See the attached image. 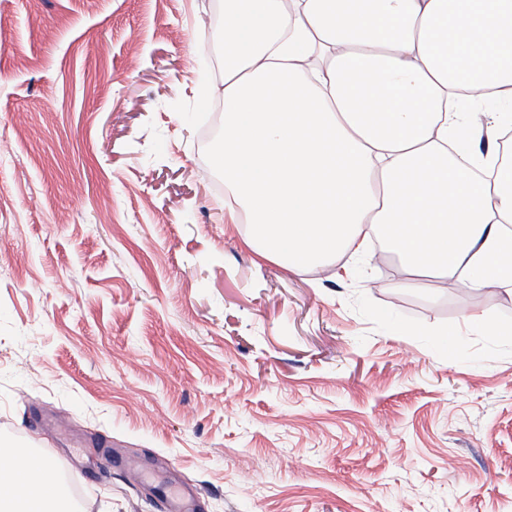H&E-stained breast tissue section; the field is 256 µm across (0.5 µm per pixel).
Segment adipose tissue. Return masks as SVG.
Segmentation results:
<instances>
[{
  "instance_id": "adipose-tissue-1",
  "label": "adipose tissue",
  "mask_w": 512,
  "mask_h": 512,
  "mask_svg": "<svg viewBox=\"0 0 512 512\" xmlns=\"http://www.w3.org/2000/svg\"><path fill=\"white\" fill-rule=\"evenodd\" d=\"M228 215L304 268L370 233L414 277L512 285V0H224ZM488 119L480 123L477 113ZM15 449L0 504L47 512Z\"/></svg>"
}]
</instances>
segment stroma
<instances>
[{
	"label": "stroma",
	"instance_id": "1",
	"mask_svg": "<svg viewBox=\"0 0 512 512\" xmlns=\"http://www.w3.org/2000/svg\"><path fill=\"white\" fill-rule=\"evenodd\" d=\"M215 9L0 0V445L78 512H512V342L436 344L512 293L260 258L203 139Z\"/></svg>",
	"mask_w": 512,
	"mask_h": 512
}]
</instances>
